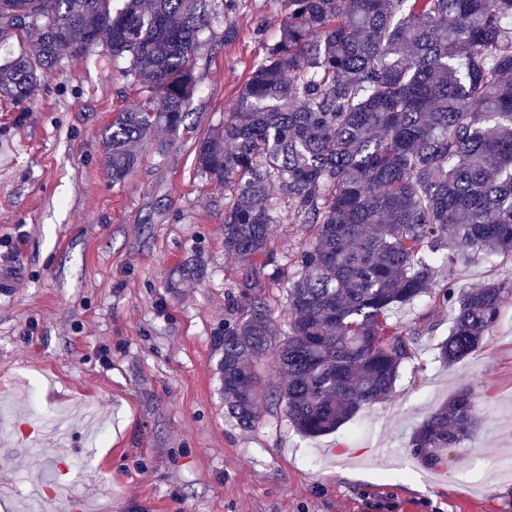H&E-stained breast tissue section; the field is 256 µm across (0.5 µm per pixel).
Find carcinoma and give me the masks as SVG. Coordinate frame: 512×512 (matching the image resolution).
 Segmentation results:
<instances>
[{"instance_id":"carcinoma-1","label":"carcinoma","mask_w":512,"mask_h":512,"mask_svg":"<svg viewBox=\"0 0 512 512\" xmlns=\"http://www.w3.org/2000/svg\"><path fill=\"white\" fill-rule=\"evenodd\" d=\"M113 2L0 0V43L24 46L0 65V97L30 99L64 52L96 68L128 61L148 98L103 129L117 183L137 164L134 143L161 153L156 130L189 116L203 34L235 0ZM281 2L278 36L224 124L196 138L195 167L230 191L224 252L238 295L218 342L227 412L245 427L259 419L254 363L271 350L284 375L272 398L313 438L393 392L413 335L396 311L450 308L437 350L451 365L512 303V279H454L460 263L512 254V0ZM286 222L309 233L287 269L269 249L271 225ZM280 281L289 319L274 347L266 289ZM477 422L461 389L412 433L411 454L435 468Z\"/></svg>"}]
</instances>
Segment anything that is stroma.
I'll return each mask as SVG.
<instances>
[{
	"label": "stroma",
	"instance_id": "35a3bbf8",
	"mask_svg": "<svg viewBox=\"0 0 512 512\" xmlns=\"http://www.w3.org/2000/svg\"><path fill=\"white\" fill-rule=\"evenodd\" d=\"M281 0H237L214 19L198 92L165 155L113 182L100 134L147 95L127 76L63 57L36 95L0 99V512H512V303L467 359L435 347L448 310L401 312L415 328L393 394L333 433L306 438L264 399L244 428L224 408L217 340L235 293L224 187L198 175L196 136L224 119ZM233 38H225L226 29ZM512 278V255L458 265L465 287ZM479 423L445 463L413 462V431L458 390Z\"/></svg>",
	"mask_w": 512,
	"mask_h": 512
}]
</instances>
